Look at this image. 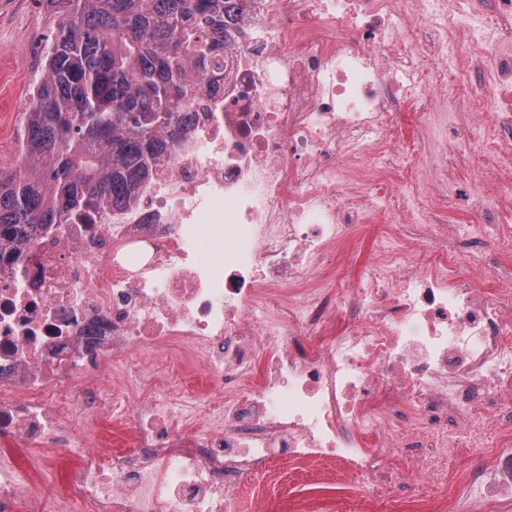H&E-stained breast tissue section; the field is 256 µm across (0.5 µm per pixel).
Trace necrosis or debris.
<instances>
[{
	"mask_svg": "<svg viewBox=\"0 0 512 512\" xmlns=\"http://www.w3.org/2000/svg\"><path fill=\"white\" fill-rule=\"evenodd\" d=\"M245 3L131 204L0 255V512H262L245 480L278 458L338 461L377 503L389 456L446 449L449 416L495 407L475 454L512 427V287L456 271L495 276L483 240L512 208V0L482 41L475 0ZM485 107L479 138L448 120ZM423 138L495 172L483 223H443L448 162ZM355 183L429 246L385 236L340 288L323 267L366 221ZM339 308L358 317L338 332Z\"/></svg>",
	"mask_w": 512,
	"mask_h": 512,
	"instance_id": "obj_1",
	"label": "necrosis or debris"
}]
</instances>
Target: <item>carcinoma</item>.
<instances>
[{"label":"carcinoma","instance_id":"1","mask_svg":"<svg viewBox=\"0 0 512 512\" xmlns=\"http://www.w3.org/2000/svg\"><path fill=\"white\" fill-rule=\"evenodd\" d=\"M57 28L26 112L23 159L0 174V245L38 224H93L133 200L180 134L190 101L224 54L242 0H46Z\"/></svg>","mask_w":512,"mask_h":512}]
</instances>
